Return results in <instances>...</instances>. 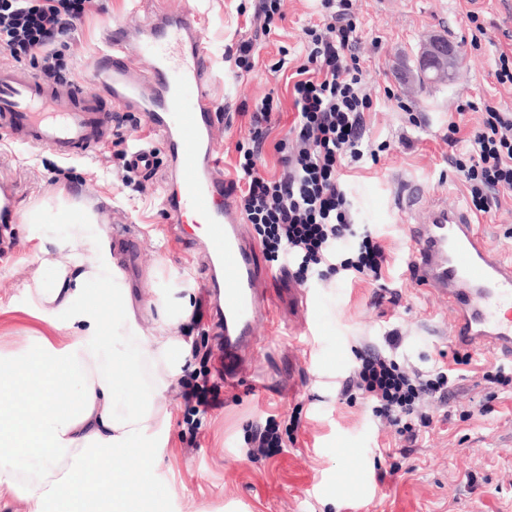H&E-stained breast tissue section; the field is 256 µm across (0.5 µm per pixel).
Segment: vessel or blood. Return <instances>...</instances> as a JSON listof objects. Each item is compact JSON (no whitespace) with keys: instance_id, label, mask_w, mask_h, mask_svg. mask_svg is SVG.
<instances>
[{"instance_id":"1","label":"vessel or blood","mask_w":512,"mask_h":512,"mask_svg":"<svg viewBox=\"0 0 512 512\" xmlns=\"http://www.w3.org/2000/svg\"><path fill=\"white\" fill-rule=\"evenodd\" d=\"M133 43L152 54L149 73L131 74L126 51ZM88 68L107 78L104 94L88 93L79 82L62 90L1 63L0 128L21 145L46 147L64 159L92 154L111 138L113 102L144 112L152 128L164 132L179 185L171 212L177 218L196 214L207 227L209 286L224 314V376L233 378L266 307L256 290V248L241 234L234 194L212 173L216 150L208 131L217 85L196 10L157 14L137 29L112 26ZM408 234V267L416 285L447 300L452 343H478L512 359V255L489 245L463 205L435 209L429 223L410 225Z\"/></svg>"}]
</instances>
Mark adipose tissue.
I'll use <instances>...</instances> for the list:
<instances>
[{
  "mask_svg": "<svg viewBox=\"0 0 512 512\" xmlns=\"http://www.w3.org/2000/svg\"><path fill=\"white\" fill-rule=\"evenodd\" d=\"M20 217L44 229L23 286L55 333L0 353V490L26 512H153L145 490L169 440L162 398L191 349L178 331L190 301L155 293L144 330L98 212L61 191Z\"/></svg>",
  "mask_w": 512,
  "mask_h": 512,
  "instance_id": "adipose-tissue-1",
  "label": "adipose tissue"
}]
</instances>
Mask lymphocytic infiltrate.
<instances>
[{
  "mask_svg": "<svg viewBox=\"0 0 512 512\" xmlns=\"http://www.w3.org/2000/svg\"><path fill=\"white\" fill-rule=\"evenodd\" d=\"M95 0H0V53L30 58L34 71L61 83L68 65L64 39ZM322 23L304 30L306 56L292 73L295 119L275 148L284 172L268 175L262 160L277 111L266 97L248 114L251 145L240 149L231 187L238 207L255 224L271 261L285 278L304 283L326 273L343 279L381 280L385 248L371 228L352 220L343 169L363 156L364 114L372 107L363 70L351 53L358 42L348 0H321ZM481 126L467 140L469 161L458 172L473 207L488 212L496 192L512 190V110L484 100ZM355 242L344 256L340 242ZM445 367L406 371L392 356L361 354L341 394L372 404L373 415L415 443L431 419L427 398L448 397Z\"/></svg>",
  "mask_w": 512,
  "mask_h": 512,
  "instance_id": "obj_1",
  "label": "lymphocytic infiltrate"
}]
</instances>
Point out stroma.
<instances>
[{
    "label": "stroma",
    "mask_w": 512,
    "mask_h": 512,
    "mask_svg": "<svg viewBox=\"0 0 512 512\" xmlns=\"http://www.w3.org/2000/svg\"><path fill=\"white\" fill-rule=\"evenodd\" d=\"M256 3L99 0V11L70 34L68 77L96 91L81 64L102 48L112 24L133 29L149 14L195 7L222 85L209 130L220 173L234 178L236 146L249 141L242 107L267 96L282 103L264 149L269 168H276L274 144L294 118L286 75L304 60L303 30L316 22L318 2L282 0V20L259 38ZM353 12L356 54L373 100L364 115L372 153L347 169L344 180L354 222L370 225L386 249L382 280L314 277L300 285L260 277L257 286L269 295L271 312L257 323L245 370L233 383L224 378V331L204 286L203 251L173 242L166 232L170 158L163 134L149 131L144 113L112 109L130 142L156 148L157 167L148 178L113 171L108 145L91 157L66 161L46 149L20 146L0 129V184L12 189L10 211L0 210V351H21L44 327L21 284L23 271L40 255V230L21 223L18 212L62 187L89 199L106 228L134 238V259L121 254L117 260L140 299L154 288L192 299L183 331L195 353L163 400L172 412L171 439L156 478L166 492V512H512V387L482 378L499 367L512 372V360L477 346L470 365L454 364L448 304L417 287L404 264L407 225L427 223L434 207L470 202L457 172L464 149L449 146L448 125L459 124L466 136L483 114H458V104L492 94L512 107V85L497 83L489 47H471L468 20L477 13L489 37L502 41L504 31L512 32V0H353ZM434 34L460 46L462 62L448 83L406 87L421 40ZM250 36L256 39L255 67L245 72L225 62L224 50ZM63 166L68 175L60 174ZM412 182L422 187L423 199L406 212L399 197ZM482 219L491 243L512 250V192L499 193L497 206ZM383 286L396 300L378 306L374 296ZM390 336L398 339L395 355L402 366L427 371L441 362L456 377L447 405L427 402L436 418L429 433L403 452L394 428L379 423L370 403L339 394L357 354L387 350ZM203 371L222 400L204 413L183 397L184 382ZM270 419L280 426V452L248 455L252 430ZM347 447L358 449V456H345Z\"/></svg>",
    "instance_id": "1"
}]
</instances>
